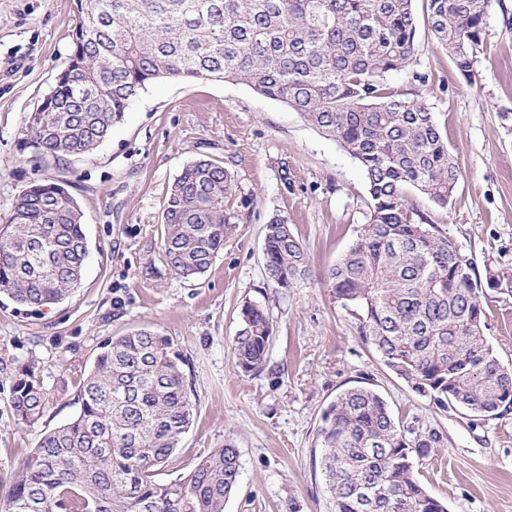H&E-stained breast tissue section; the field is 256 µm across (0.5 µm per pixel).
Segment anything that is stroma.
Wrapping results in <instances>:
<instances>
[{
	"mask_svg": "<svg viewBox=\"0 0 512 512\" xmlns=\"http://www.w3.org/2000/svg\"><path fill=\"white\" fill-rule=\"evenodd\" d=\"M75 24L74 0H0V218L30 185L61 182L84 212L89 241L82 284L67 300L30 313L0 297V360L32 367L50 394L43 415L20 424L0 373V512L39 439L77 414L78 383L98 346L140 328L169 336L183 354L197 408L163 477L232 441L241 474L224 512H331L317 432L328 405L357 386L377 391L404 429L442 435L418 478L448 512H512V411L471 417L413 392L323 281L360 237L369 197L358 164L299 112L232 81L167 78L142 90L92 153L35 160L26 120L65 66ZM386 83L433 112L462 173L448 206L415 191L410 204L473 259L478 276L511 274L512 0H492L470 76L422 24L415 54ZM200 158L231 173L225 207L237 229L204 274L184 281L164 259L162 212L174 178ZM276 215L310 258V274L287 290L264 272L263 228ZM247 300L274 323L258 375L233 359ZM486 322L488 344L512 367V297L490 302Z\"/></svg>",
	"mask_w": 512,
	"mask_h": 512,
	"instance_id": "stroma-1",
	"label": "stroma"
}]
</instances>
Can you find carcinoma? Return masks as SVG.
I'll return each mask as SVG.
<instances>
[{"instance_id": "carcinoma-1", "label": "carcinoma", "mask_w": 512, "mask_h": 512, "mask_svg": "<svg viewBox=\"0 0 512 512\" xmlns=\"http://www.w3.org/2000/svg\"><path fill=\"white\" fill-rule=\"evenodd\" d=\"M437 44L465 77L463 46L483 43L491 0H423ZM72 52L40 111L28 147L42 161L93 152L131 102L163 78L233 81L299 112L361 167L369 219L323 279L358 322L385 367L437 408L495 418L512 410V369L484 336L489 292L512 297V275L487 271L409 205L416 190L444 207L461 177L429 108L392 94L386 76L416 51L415 0H75ZM233 179L198 159L171 184L164 254L174 276L205 273L236 225L224 210ZM89 245L84 213L60 183H37L0 224V295L40 311L81 286ZM264 267L286 290L309 271L288 220L264 227ZM235 365H268L273 321L247 300ZM184 359L167 336L139 329L100 344L79 384V412L44 434L14 478L8 512H224L240 481L234 443L161 478L192 426ZM11 408L31 424L49 395L23 369ZM430 430L410 439L375 390L336 396L318 431L333 512H447L417 477L415 461L440 447Z\"/></svg>"}]
</instances>
